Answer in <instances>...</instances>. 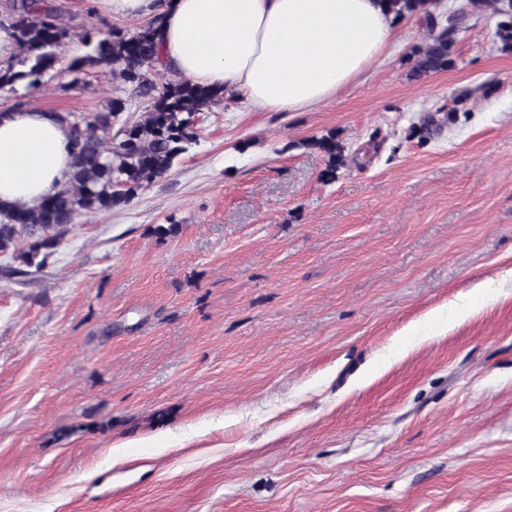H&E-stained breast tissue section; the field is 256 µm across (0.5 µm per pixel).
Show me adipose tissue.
<instances>
[{
    "mask_svg": "<svg viewBox=\"0 0 512 512\" xmlns=\"http://www.w3.org/2000/svg\"><path fill=\"white\" fill-rule=\"evenodd\" d=\"M116 18L160 19L162 60L257 112L330 102L394 36L382 0H98ZM69 132L55 114L0 116V205L37 207L68 178Z\"/></svg>",
    "mask_w": 512,
    "mask_h": 512,
    "instance_id": "1",
    "label": "adipose tissue"
}]
</instances>
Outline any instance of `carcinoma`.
<instances>
[{
	"mask_svg": "<svg viewBox=\"0 0 512 512\" xmlns=\"http://www.w3.org/2000/svg\"><path fill=\"white\" fill-rule=\"evenodd\" d=\"M383 2L397 18L422 16L426 20L427 37L410 56V72L415 77L453 66L459 24L470 9L480 5L499 17L495 35L503 50L512 51V0H468L451 28L431 11L434 0ZM5 15L0 26L8 25L18 63L28 69L14 72L9 68L0 73V88L23 78L35 87L45 74L62 66L76 73L103 66L114 79L151 99L149 111L133 122L122 119L126 104L120 97L112 99L107 111L93 116L58 115L70 130L73 155L65 185L36 209L0 205V254L18 264L13 273L32 275L44 268L51 250L79 216L126 205L164 178L175 160L196 142L197 115L220 102L224 91L189 80L157 82L161 28L156 19L130 33L114 29L93 44L89 34L63 25L59 9L48 0H8ZM74 37L93 49L67 62L57 49ZM311 146L325 153L326 175L336 178L344 151L336 135L330 132L316 138Z\"/></svg>",
	"mask_w": 512,
	"mask_h": 512,
	"instance_id": "carcinoma-1",
	"label": "carcinoma"
}]
</instances>
